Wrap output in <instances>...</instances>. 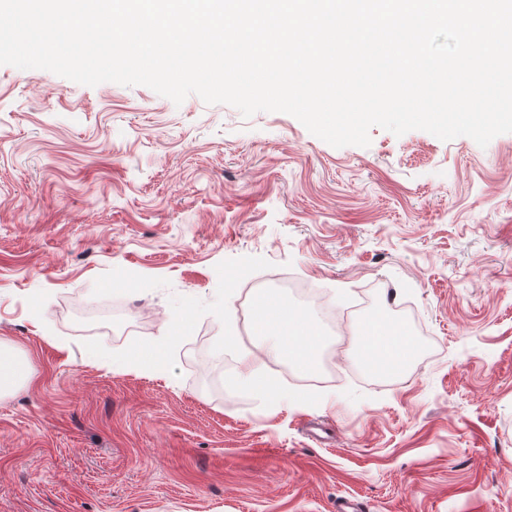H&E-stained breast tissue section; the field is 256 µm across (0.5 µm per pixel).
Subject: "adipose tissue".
I'll use <instances>...</instances> for the list:
<instances>
[{
	"instance_id": "ef3b65f1",
	"label": "adipose tissue",
	"mask_w": 512,
	"mask_h": 512,
	"mask_svg": "<svg viewBox=\"0 0 512 512\" xmlns=\"http://www.w3.org/2000/svg\"><path fill=\"white\" fill-rule=\"evenodd\" d=\"M253 305L273 357L286 359L304 370L317 366L322 336L307 310L293 307L268 291L258 293ZM412 350V339L406 334L376 321L365 325L360 352L363 363L384 371L394 368Z\"/></svg>"
}]
</instances>
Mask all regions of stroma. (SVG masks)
I'll return each instance as SVG.
<instances>
[{"instance_id":"stroma-1","label":"stroma","mask_w":512,"mask_h":512,"mask_svg":"<svg viewBox=\"0 0 512 512\" xmlns=\"http://www.w3.org/2000/svg\"><path fill=\"white\" fill-rule=\"evenodd\" d=\"M370 136L0 65V512H512V133ZM283 280L346 321L258 353L288 401L234 383ZM169 318L167 377L100 367ZM370 319L416 345L386 387ZM23 376L22 361L0 348V394L12 383Z\"/></svg>"}]
</instances>
